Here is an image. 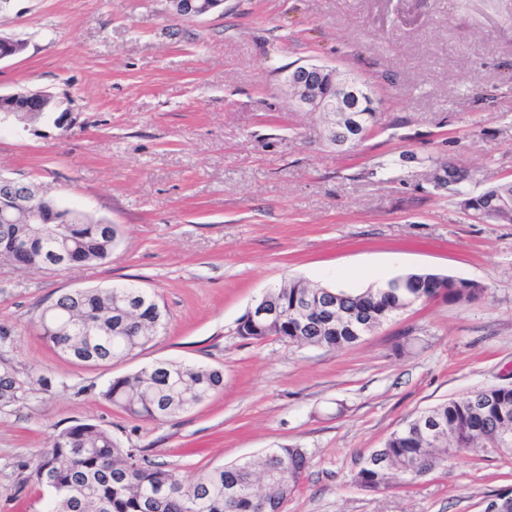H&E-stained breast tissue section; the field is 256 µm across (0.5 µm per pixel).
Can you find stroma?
<instances>
[{
	"label": "stroma",
	"instance_id": "stroma-1",
	"mask_svg": "<svg viewBox=\"0 0 512 512\" xmlns=\"http://www.w3.org/2000/svg\"><path fill=\"white\" fill-rule=\"evenodd\" d=\"M0 92L73 99L77 123L0 132V171L116 225L111 256L45 272L0 263V369L25 382L0 407V512H46L32 469L62 430L107 429L189 481L278 446L309 464L285 512H483L512 489V453L450 455L373 492L362 458L415 413L512 387V224L474 221L433 173L451 162L478 195L512 180V0H223L204 18L167 0H15ZM352 72L382 106L339 153L284 84L295 64ZM412 271L484 285L414 304L358 343L296 346L238 333L268 289L302 278L356 293ZM132 284L167 326L135 357L88 365L34 326L77 289ZM159 361L222 370L224 389L145 422L109 383Z\"/></svg>",
	"mask_w": 512,
	"mask_h": 512
}]
</instances>
